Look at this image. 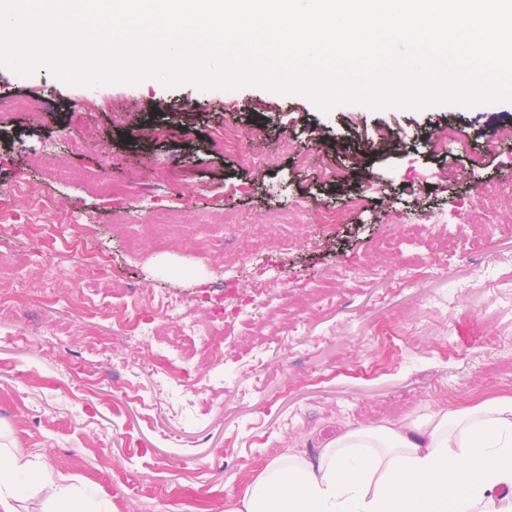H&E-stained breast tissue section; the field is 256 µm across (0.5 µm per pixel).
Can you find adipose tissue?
<instances>
[{"label": "adipose tissue", "mask_w": 512, "mask_h": 512, "mask_svg": "<svg viewBox=\"0 0 512 512\" xmlns=\"http://www.w3.org/2000/svg\"><path fill=\"white\" fill-rule=\"evenodd\" d=\"M33 466L0 448V512H19L18 478ZM30 491L46 512H112L64 476L44 473ZM224 512H512V397L349 429L310 456H275L228 494Z\"/></svg>", "instance_id": "adipose-tissue-1"}]
</instances>
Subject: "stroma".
Here are the masks:
<instances>
[{
    "label": "stroma",
    "instance_id": "obj_1",
    "mask_svg": "<svg viewBox=\"0 0 512 512\" xmlns=\"http://www.w3.org/2000/svg\"><path fill=\"white\" fill-rule=\"evenodd\" d=\"M0 98L37 105L0 124V178L29 186L0 196V289L20 299L0 321V442L88 484L114 512H224L274 456L512 396V203L486 229L449 223L431 276L405 283L401 261L429 251L408 235L423 214L475 200L471 167L512 179V152L484 148L512 132V100L324 113L251 84L69 86L45 64L27 77L0 67ZM227 124L241 131L238 151L212 138ZM452 129L458 142L433 151ZM41 203L93 227L57 232L48 286L28 272L39 243L13 231L51 223ZM163 208L183 234L158 242L127 221ZM323 208L342 224L312 223ZM295 209L298 223H282ZM202 236L215 241L203 253L190 244ZM101 255L92 290L85 268ZM226 256L237 260L227 283L213 273ZM145 288L223 335L220 361L213 337H192L190 385L160 383L159 347L126 345L112 319L134 301L154 315Z\"/></svg>",
    "mask_w": 512,
    "mask_h": 512
}]
</instances>
